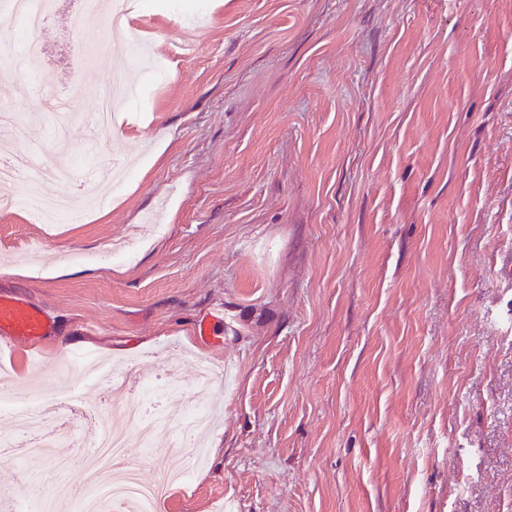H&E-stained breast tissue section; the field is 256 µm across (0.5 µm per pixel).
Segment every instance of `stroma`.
<instances>
[{
	"mask_svg": "<svg viewBox=\"0 0 512 512\" xmlns=\"http://www.w3.org/2000/svg\"><path fill=\"white\" fill-rule=\"evenodd\" d=\"M136 26L160 68L96 138L105 18L75 42L59 6L0 64L23 149L132 170L51 232L0 209V292L53 323L0 357L11 397L71 358L90 402L87 362L175 370L167 408L213 416L156 512H512V0H143ZM35 76L70 98L59 131ZM178 465L162 428L139 477ZM36 478L0 453L28 493L6 512H42Z\"/></svg>",
	"mask_w": 512,
	"mask_h": 512,
	"instance_id": "obj_1",
	"label": "stroma"
}]
</instances>
